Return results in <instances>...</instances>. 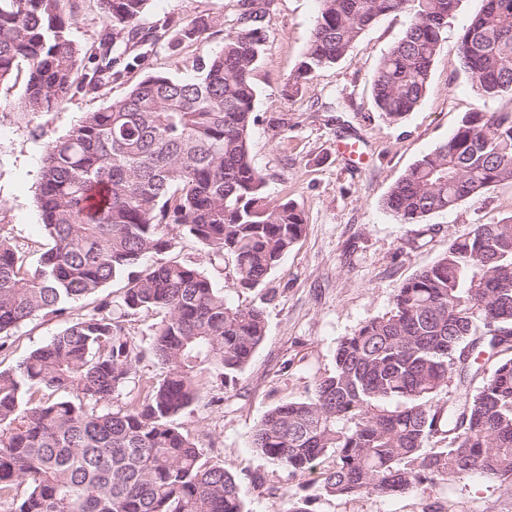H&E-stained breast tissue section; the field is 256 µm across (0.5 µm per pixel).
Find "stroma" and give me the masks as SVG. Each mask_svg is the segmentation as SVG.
<instances>
[{"instance_id":"obj_1","label":"stroma","mask_w":512,"mask_h":512,"mask_svg":"<svg viewBox=\"0 0 512 512\" xmlns=\"http://www.w3.org/2000/svg\"><path fill=\"white\" fill-rule=\"evenodd\" d=\"M481 7L482 0H461L448 21L421 104L391 123L378 112L370 81L406 29V17L380 18L335 66L290 92L285 83L306 52L319 0H274L253 74L257 97L250 152L270 196L291 200L303 213L305 233L252 289L233 284L230 257L207 253L188 234L178 233L176 248L181 259L205 269L232 305L260 306L266 312V336L251 363L230 385L203 375L202 400L177 418L211 463L239 478L245 512H286L293 493L308 498L310 512H423L435 502L452 505L455 512H512V492L480 477L418 494L336 498L321 490L315 475L291 474L250 446L264 413L284 401L309 399L315 381L333 371L338 341L389 313L394 291L405 280L477 225L512 216L511 185L492 187L417 224L398 223L383 205L391 185L422 155L446 142L464 113L477 107L512 111L510 98H481L461 67L459 37ZM238 13L237 0H150L143 26L165 15L184 22L207 15L215 20L207 42H183L178 33H170L147 65L95 94L72 89L59 108L34 117L20 109L27 70L0 88V224L11 226L23 251L33 253L44 240L36 193L46 138L65 135L85 113L121 99L147 74L191 75L200 52L223 47ZM67 22L73 42L86 48L105 19L96 0H81ZM340 139L358 142L362 160L344 157L336 147ZM60 327L59 320L44 318L14 329L12 348L0 357V367L15 366Z\"/></svg>"}]
</instances>
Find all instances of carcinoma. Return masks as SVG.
<instances>
[{
    "mask_svg": "<svg viewBox=\"0 0 512 512\" xmlns=\"http://www.w3.org/2000/svg\"><path fill=\"white\" fill-rule=\"evenodd\" d=\"M0 0V85L28 70L21 108L49 111L83 70L93 94L145 65L174 27L201 43L214 20L139 24L149 0H96L93 45L69 38L64 5ZM224 46L196 74L153 73L45 146L38 209L46 242L33 263L0 224V353L17 326L62 328L0 371V509L4 512H244L238 482L204 459L175 417L201 400L200 377L234 380L266 335L265 312L231 305L192 261L187 232L233 260V284L256 288L305 231L302 212L266 193L249 135L252 76L273 0H238ZM460 0H319L309 47L288 85L332 67L378 19L409 23L371 77L378 110L399 122L423 100ZM461 66L484 99L512 96V0H483L459 37ZM512 185V111L476 109L415 161L383 205L400 224ZM125 280L119 300L102 289ZM92 300L78 316L74 307ZM156 317L147 347L114 317ZM164 369L140 388L136 362ZM486 359H481V356ZM461 387L444 397L451 382ZM121 405L114 406V401ZM448 442L424 451L430 439ZM251 447L294 474L318 472L336 497H389L475 475L512 491V219L480 224L402 283L393 308L336 346L332 373L305 401L269 408ZM332 462L321 469L323 458Z\"/></svg>",
    "mask_w": 512,
    "mask_h": 512,
    "instance_id": "obj_1",
    "label": "carcinoma"
}]
</instances>
